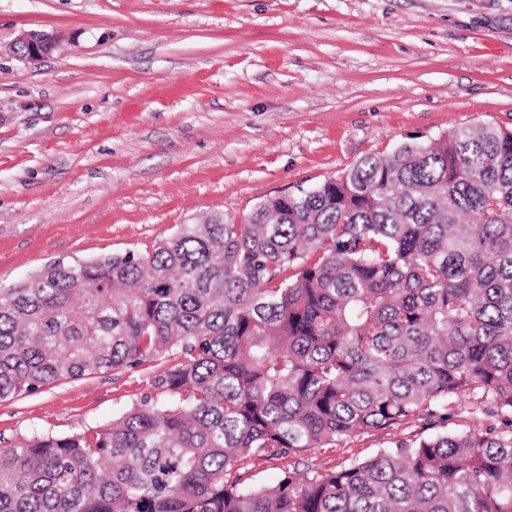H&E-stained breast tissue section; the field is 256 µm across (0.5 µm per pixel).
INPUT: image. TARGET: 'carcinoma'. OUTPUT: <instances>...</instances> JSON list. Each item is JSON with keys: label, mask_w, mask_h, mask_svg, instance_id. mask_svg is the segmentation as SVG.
<instances>
[{"label": "carcinoma", "mask_w": 512, "mask_h": 512, "mask_svg": "<svg viewBox=\"0 0 512 512\" xmlns=\"http://www.w3.org/2000/svg\"><path fill=\"white\" fill-rule=\"evenodd\" d=\"M140 367L111 420L0 448V512H512V128L0 286L1 401ZM371 431L397 439L243 471ZM394 439L395 437L393 435L386 433H365L349 438L339 445H336L334 448H321L309 454L307 457L301 458V460L296 457H285L271 463L248 461L243 471L252 472V483L254 484H270L279 478L281 469L283 468H292L294 465L299 469H302L306 465L326 469L338 468L355 459H362L373 454L379 448H384L389 445V442Z\"/></svg>", "instance_id": "carcinoma-1"}]
</instances>
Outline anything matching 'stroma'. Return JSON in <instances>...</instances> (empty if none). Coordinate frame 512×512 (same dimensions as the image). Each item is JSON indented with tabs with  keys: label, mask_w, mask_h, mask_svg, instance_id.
<instances>
[{
	"label": "stroma",
	"mask_w": 512,
	"mask_h": 512,
	"mask_svg": "<svg viewBox=\"0 0 512 512\" xmlns=\"http://www.w3.org/2000/svg\"><path fill=\"white\" fill-rule=\"evenodd\" d=\"M31 29L58 39L35 63L8 50ZM480 124L512 127V0H0V284L237 223L365 154ZM147 391L119 369L0 402V448ZM390 440L246 469L270 484Z\"/></svg>",
	"instance_id": "1"
}]
</instances>
